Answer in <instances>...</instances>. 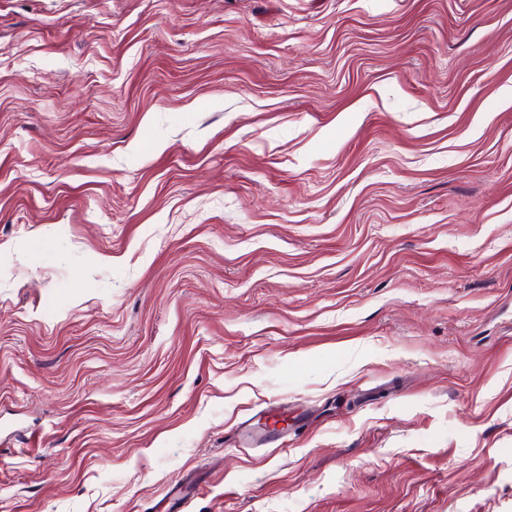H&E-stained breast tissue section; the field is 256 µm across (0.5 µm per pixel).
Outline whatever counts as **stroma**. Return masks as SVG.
<instances>
[{"mask_svg":"<svg viewBox=\"0 0 512 512\" xmlns=\"http://www.w3.org/2000/svg\"><path fill=\"white\" fill-rule=\"evenodd\" d=\"M511 91L512 0H0V512H512Z\"/></svg>","mask_w":512,"mask_h":512,"instance_id":"1","label":"stroma"}]
</instances>
